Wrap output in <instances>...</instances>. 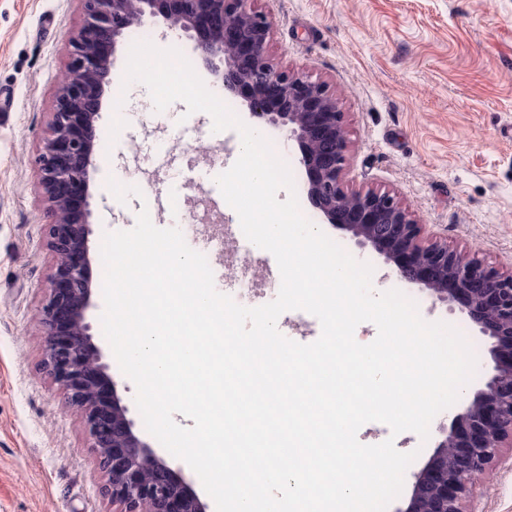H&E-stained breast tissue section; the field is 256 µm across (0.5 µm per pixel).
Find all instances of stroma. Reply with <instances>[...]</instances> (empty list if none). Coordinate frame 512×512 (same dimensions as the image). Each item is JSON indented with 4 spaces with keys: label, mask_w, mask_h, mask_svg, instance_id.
Instances as JSON below:
<instances>
[{
    "label": "stroma",
    "mask_w": 512,
    "mask_h": 512,
    "mask_svg": "<svg viewBox=\"0 0 512 512\" xmlns=\"http://www.w3.org/2000/svg\"><path fill=\"white\" fill-rule=\"evenodd\" d=\"M272 25L269 54L279 68L325 82L345 117L342 188L394 195L425 227L424 238L512 272V0H255ZM83 20L81 0H0V512H114L80 412L42 368L40 308L53 257L46 247L44 198L35 160L70 57L68 33ZM112 85L98 121L89 186L94 341L132 419L141 414L133 382L115 362L102 330L105 232L132 229L144 199L160 197L152 223L170 225L180 201L197 234L223 236L199 202L220 198L216 175L238 153L237 131L214 132L208 113L183 101L155 112L148 88L127 95L126 127L110 139ZM317 227L355 259L372 265V289L400 290L428 322L460 330L477 358L468 391L491 374L490 341L454 303L392 273L351 232ZM466 405L437 414L428 439L394 440L416 452L419 470L444 428ZM411 475L405 484H412ZM467 512H512V451L502 450L465 503Z\"/></svg>",
    "instance_id": "35a3bbf8"
}]
</instances>
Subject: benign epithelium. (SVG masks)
I'll return each instance as SVG.
<instances>
[{"label":"benign epithelium","instance_id":"7a95c632","mask_svg":"<svg viewBox=\"0 0 512 512\" xmlns=\"http://www.w3.org/2000/svg\"><path fill=\"white\" fill-rule=\"evenodd\" d=\"M82 27L68 35L71 57L45 130L39 157L47 245L55 272L40 311L43 369L85 416L92 448L120 512H208L180 469L172 468L136 431L118 395L88 313L93 282L87 202L73 208L71 190L89 186L98 141L103 85L112 68L108 47L130 26L162 18L174 31L195 32V50L224 90L251 114L286 126L295 140L312 204L329 223L382 255L400 278L461 306L491 340L493 373L444 431L428 462L413 473L407 505L396 512H464L469 495L501 448H512V273L503 274L438 242L389 193L346 194L344 113L328 87L299 71L274 67L271 24L252 0H81Z\"/></svg>","mask_w":512,"mask_h":512}]
</instances>
